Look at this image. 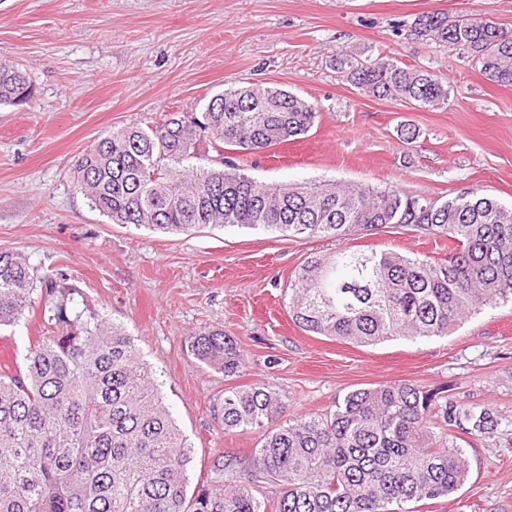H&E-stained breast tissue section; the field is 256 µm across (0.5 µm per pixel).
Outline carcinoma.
<instances>
[{
    "label": "carcinoma",
    "mask_w": 512,
    "mask_h": 512,
    "mask_svg": "<svg viewBox=\"0 0 512 512\" xmlns=\"http://www.w3.org/2000/svg\"><path fill=\"white\" fill-rule=\"evenodd\" d=\"M409 32L512 86V35L496 23L431 11ZM334 61L368 96L426 110L448 103V84L429 70L347 48ZM31 93L26 72L1 61L0 105ZM316 117L313 104L281 88L231 87L200 119L113 129L77 159L73 185L111 223L168 233L238 227L344 241L407 227L448 241L443 262L345 246L307 257L288 281V309L319 336L357 345L447 336L512 300V206L475 189L439 202L362 184L266 185L221 159L224 148L252 153L295 140ZM37 292L49 335L23 366L0 367V512H408L403 504L446 497L467 475L448 428L480 436L493 423L485 408L406 382L358 388L335 410L298 418L286 417L271 386H229L224 431L284 421L248 458H215L209 481L191 491V448L131 337L82 319L76 286L1 251L0 328L17 325ZM190 348L226 377L246 365L222 330L192 337Z\"/></svg>",
    "instance_id": "1"
}]
</instances>
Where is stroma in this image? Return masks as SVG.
Wrapping results in <instances>:
<instances>
[{
	"instance_id": "35a3bbf8",
	"label": "stroma",
	"mask_w": 512,
	"mask_h": 512,
	"mask_svg": "<svg viewBox=\"0 0 512 512\" xmlns=\"http://www.w3.org/2000/svg\"><path fill=\"white\" fill-rule=\"evenodd\" d=\"M489 19L512 31V0H0V58L19 63L32 94L0 106V251L62 274L90 313L132 336L192 446L191 484L224 451L250 455L263 428L228 433V386L270 385L291 415L334 410L347 392L409 381L488 408L494 425L453 429L469 462L452 495L415 512H512V303L469 317L445 337L357 346L301 330L288 314L292 272L327 239L237 227L165 233L113 224L75 190L74 160L112 129L178 114L201 117L225 89L263 82L316 106L302 138L227 161L264 184L345 182L434 200L477 189L512 205V86L470 58L397 34L422 13ZM431 70L448 103L426 111L378 100L343 80L338 48ZM418 139L399 140L402 125ZM352 248L444 259L446 243L409 228ZM224 330L243 350L239 376L201 364L191 336ZM45 328L39 314L0 330L7 363Z\"/></svg>"
}]
</instances>
